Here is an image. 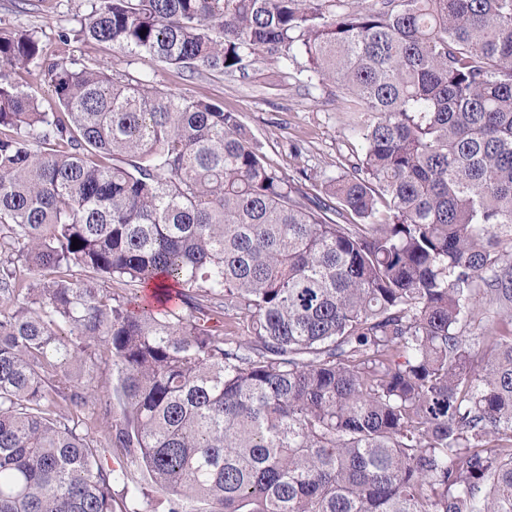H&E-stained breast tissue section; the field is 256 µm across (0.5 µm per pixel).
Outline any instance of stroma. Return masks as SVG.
<instances>
[{"mask_svg":"<svg viewBox=\"0 0 512 512\" xmlns=\"http://www.w3.org/2000/svg\"><path fill=\"white\" fill-rule=\"evenodd\" d=\"M84 0H0V27L37 31L47 51L87 65L111 63L113 72L188 96L223 103L239 113L266 161L288 177L308 173L313 183L343 172L360 143L352 128L360 115L353 97L335 86L307 85L306 59L282 66L263 57L249 61L247 78L203 71L179 73L150 59L71 39Z\"/></svg>","mask_w":512,"mask_h":512,"instance_id":"1","label":"stroma"}]
</instances>
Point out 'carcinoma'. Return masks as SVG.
Wrapping results in <instances>:
<instances>
[{"instance_id":"obj_1","label":"carcinoma","mask_w":512,"mask_h":512,"mask_svg":"<svg viewBox=\"0 0 512 512\" xmlns=\"http://www.w3.org/2000/svg\"><path fill=\"white\" fill-rule=\"evenodd\" d=\"M85 2L183 73L306 55L362 154L311 198L238 113L0 29V512H512V0ZM108 378L112 380V372L103 365L83 374L82 384L88 388L89 392L95 393L97 398V403L95 405L90 403L83 416L96 425L103 421L100 405L107 404L112 410V399L110 400L107 393L100 388L101 383Z\"/></svg>"}]
</instances>
